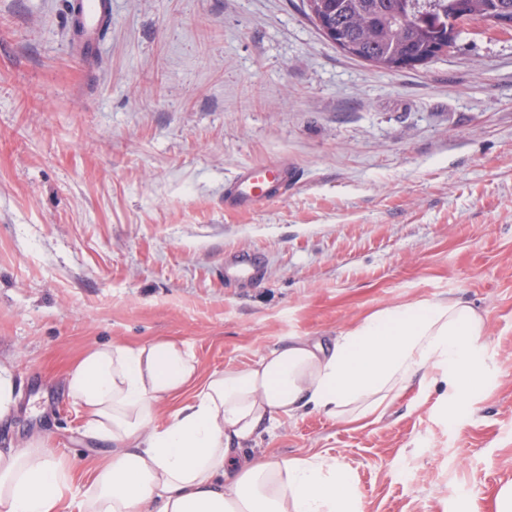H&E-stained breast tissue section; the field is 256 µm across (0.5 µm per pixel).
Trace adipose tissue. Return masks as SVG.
Wrapping results in <instances>:
<instances>
[{
  "label": "adipose tissue",
  "mask_w": 512,
  "mask_h": 512,
  "mask_svg": "<svg viewBox=\"0 0 512 512\" xmlns=\"http://www.w3.org/2000/svg\"><path fill=\"white\" fill-rule=\"evenodd\" d=\"M485 332L469 304L426 299L380 309L330 343L294 338L206 375L171 339L94 348L66 384L84 434L112 453L78 512H363L349 465L244 447L275 416L308 407L341 422L373 416L430 367L474 396ZM70 489L67 468L38 443L0 450V512H54Z\"/></svg>",
  "instance_id": "1"
}]
</instances>
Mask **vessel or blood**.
Here are the masks:
<instances>
[{
  "label": "vessel or blood",
  "instance_id": "1",
  "mask_svg": "<svg viewBox=\"0 0 512 512\" xmlns=\"http://www.w3.org/2000/svg\"><path fill=\"white\" fill-rule=\"evenodd\" d=\"M67 13L75 55L84 60L93 59L99 50L101 34L112 22V0H68ZM299 181L297 167L285 158L243 167L224 183V209L228 212L258 210L287 198ZM264 275L262 253L230 254L224 258L227 284H254Z\"/></svg>",
  "mask_w": 512,
  "mask_h": 512
}]
</instances>
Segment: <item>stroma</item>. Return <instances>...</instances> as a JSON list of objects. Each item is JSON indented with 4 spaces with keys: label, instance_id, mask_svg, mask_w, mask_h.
Masks as SVG:
<instances>
[{
    "label": "stroma",
    "instance_id": "obj_1",
    "mask_svg": "<svg viewBox=\"0 0 512 512\" xmlns=\"http://www.w3.org/2000/svg\"><path fill=\"white\" fill-rule=\"evenodd\" d=\"M288 158L287 199L224 209L238 169ZM267 260L224 285V255ZM422 299L486 322L474 399L417 373L381 414L311 411L254 443L348 464L363 512H504L512 491V32L479 22L439 59L353 60L303 0H112L90 62L67 0H0V449L41 439L91 484L65 375L113 342L186 343L202 373L293 336L328 340ZM15 383L12 371L0 365V421L11 413L14 404Z\"/></svg>",
    "mask_w": 512,
    "mask_h": 512
}]
</instances>
